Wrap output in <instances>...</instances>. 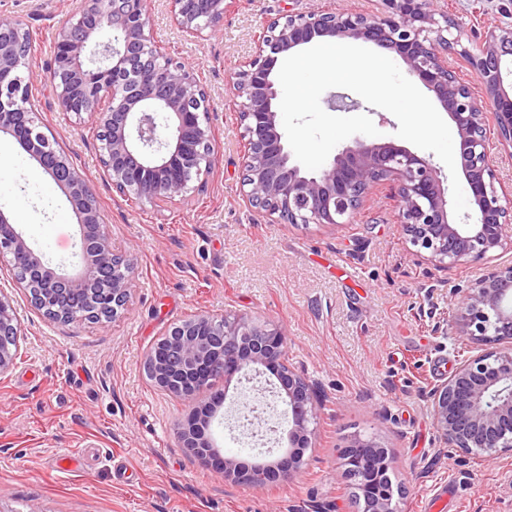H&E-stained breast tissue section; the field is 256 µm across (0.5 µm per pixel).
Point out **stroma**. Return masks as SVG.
Returning <instances> with one entry per match:
<instances>
[{"label":"stroma","mask_w":512,"mask_h":512,"mask_svg":"<svg viewBox=\"0 0 512 512\" xmlns=\"http://www.w3.org/2000/svg\"><path fill=\"white\" fill-rule=\"evenodd\" d=\"M78 0H0L22 18L45 80L52 42ZM437 15L473 48L495 27H512V0H434ZM155 40L188 65L210 98L215 164L202 188L154 206L113 190L99 162L93 123L41 97L33 119L68 153L105 215L113 244L132 252L135 274L125 315L107 323H56L11 289L20 330L15 365L0 373V512H357L336 475L341 448L356 438L390 448L399 512H512V455L463 456L441 440L434 393L462 359L479 353L452 334L453 295L487 267L512 263V249L444 266L414 254L398 223L390 184L380 185L347 224H281L242 187L243 138L233 77L253 35L282 15L354 8L380 0H224V21L204 39L186 38L166 0H152ZM323 109L369 114L381 139L396 118L369 109L345 88L326 90ZM0 210L51 265L77 262L78 218L61 187L9 134L0 132ZM206 311H235L279 325L288 362L318 399L312 443L288 481L247 487L224 481L177 436L189 408L147 378L146 352L176 323ZM268 374L224 383L215 443L240 458L281 452L284 440H235L237 408L255 393L276 400ZM80 459L65 472L63 457Z\"/></svg>","instance_id":"35a3bbf8"}]
</instances>
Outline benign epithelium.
I'll use <instances>...</instances> for the list:
<instances>
[{"mask_svg":"<svg viewBox=\"0 0 512 512\" xmlns=\"http://www.w3.org/2000/svg\"><path fill=\"white\" fill-rule=\"evenodd\" d=\"M174 24L200 36L224 21V0H208L206 15L194 0H167ZM382 11L353 9L288 14L254 35V53L235 73L233 96L243 128L242 186L256 207L286 224H346L377 185L395 186L398 216L417 251L444 264L484 258L504 246L512 227V195L500 193L486 136V112L494 115L498 141L512 147V89L503 69L512 65V28L488 32L477 53L463 48L484 89V98L459 83L448 67L449 39L431 0H382ZM148 0H78L70 19L55 33L49 94L61 112L87 115L103 139L100 161L112 188L155 206L183 198L192 177L212 169L215 135L208 122L209 96L185 65L168 58L152 41ZM434 31L431 38L427 33ZM317 38L353 39L396 53L448 112L458 137V156L477 223L452 224L443 181L431 161L393 139H356L317 173L305 175L290 162L280 130L279 57ZM29 42L23 20L0 16V96L26 104L36 93L21 57ZM0 132L13 136L43 171L64 188L79 217V264L74 273L49 266L0 210V255L22 256L15 281L46 317L69 322L85 318L73 306L97 300L106 288L112 318L127 310L134 274L132 254L116 250L85 178L67 156L32 123L27 112H1ZM453 335L503 348L471 355L437 389L434 417L445 443L464 454L494 457L512 453V265H496L462 292L454 305ZM20 327L11 298L0 287V373L15 364ZM287 339L273 324H258L226 312H199L176 324L151 347L143 368L162 391L192 408L177 433L214 472L246 486L293 478L316 419L307 379L286 361ZM263 367L274 375L288 401L287 448L270 461L246 464L215 445L210 427L224 392L217 381ZM341 477L362 473L366 484L391 470L388 449L355 439L341 449ZM390 490L366 495L367 512H393Z\"/></svg>","mask_w":512,"mask_h":512,"instance_id":"obj_1","label":"benign epithelium"}]
</instances>
